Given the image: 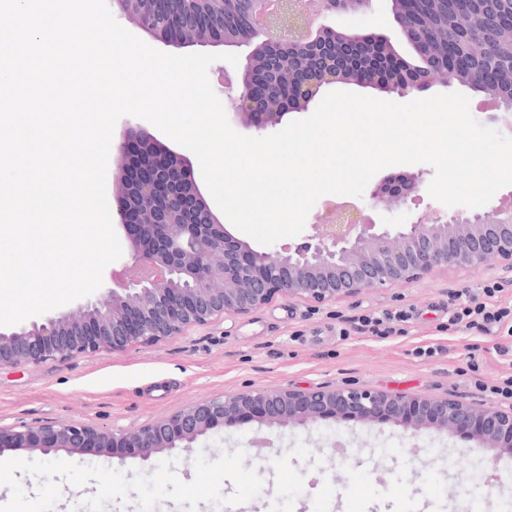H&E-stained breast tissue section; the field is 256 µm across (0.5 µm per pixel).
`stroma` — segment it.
<instances>
[{
	"mask_svg": "<svg viewBox=\"0 0 512 512\" xmlns=\"http://www.w3.org/2000/svg\"><path fill=\"white\" fill-rule=\"evenodd\" d=\"M322 24L390 37L407 46L391 0H372L365 14L329 12ZM497 284L495 302L512 303V274L491 263L440 271L420 281L380 287L335 304L310 306L281 296L243 317L217 319L148 349L100 351L66 361L0 369V425L81 421L131 429L196 401L250 390L346 386L392 394L448 396L488 405L480 392L512 374L497 351L502 339L448 329L459 289L481 295ZM402 310L407 321L381 339L358 319ZM436 354H429V347ZM257 422L216 430L191 450L159 458L61 451L44 456L7 450L16 468L0 487V512H228L248 498L250 512H275L290 494L289 512H500L512 498V455L433 429L323 421L267 430L256 457ZM345 443L344 458L332 445ZM426 462L410 471L413 455ZM501 479L485 486L484 471ZM52 488L53 497L43 494Z\"/></svg>",
	"mask_w": 512,
	"mask_h": 512,
	"instance_id": "stroma-1",
	"label": "stroma"
}]
</instances>
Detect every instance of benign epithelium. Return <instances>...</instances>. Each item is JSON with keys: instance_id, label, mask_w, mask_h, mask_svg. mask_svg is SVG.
I'll list each match as a JSON object with an SVG mask.
<instances>
[{"instance_id": "benign-epithelium-1", "label": "benign epithelium", "mask_w": 512, "mask_h": 512, "mask_svg": "<svg viewBox=\"0 0 512 512\" xmlns=\"http://www.w3.org/2000/svg\"><path fill=\"white\" fill-rule=\"evenodd\" d=\"M262 0H184L200 22L196 36L163 41L166 46H250L260 40L282 52H294L293 66L283 61L282 77L292 90L293 110H305L316 97L315 85L339 82L333 71L312 74L309 56L330 33L312 26L320 13L336 10L332 0H281L279 10L251 26L250 39L227 41L214 34L211 22L230 10L253 17ZM143 5L134 27L153 36L151 10ZM419 52L415 60L418 86L440 78L434 59L448 56V37L434 30L403 29ZM353 49L370 56L392 53L391 40L355 39ZM266 60L248 53L243 69L224 74L227 111L234 121L257 131L280 125L288 112L270 94ZM467 67L459 57L442 82L457 79ZM119 167L113 200L126 233L130 257L139 268L128 288L103 289L96 299L74 309L43 314L9 330L0 329V367L65 361L103 350L150 348L186 330L229 316L247 315L276 296L307 304L336 303L365 291L412 283L448 268L465 269L499 263L512 272V204L484 213L458 211L404 224H373L361 210L337 204L328 210L314 241L293 250H254L230 234L200 191L180 154L152 134L128 130L116 147ZM422 172L383 178L371 190L374 204L392 215L420 198ZM393 424L407 430L432 428L464 435L485 448L512 454V410L443 397L392 395L342 386L314 390H256L208 398L140 427L114 431L82 422L38 426L0 425V452L26 450L48 455L93 448L112 455L129 449L149 460L173 448L189 450L213 431L244 421L267 428L306 426L321 420Z\"/></svg>"}]
</instances>
